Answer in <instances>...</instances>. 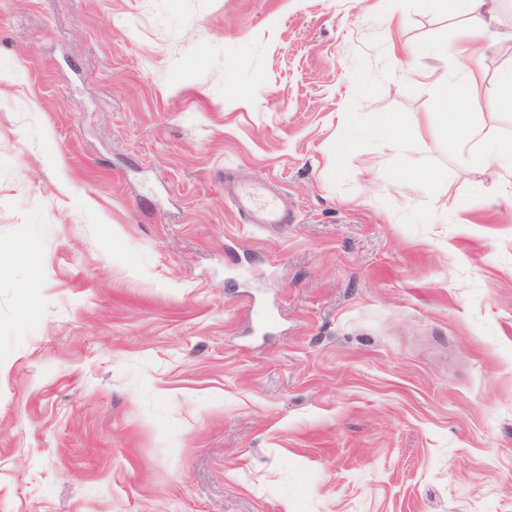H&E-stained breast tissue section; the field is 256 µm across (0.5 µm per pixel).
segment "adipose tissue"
Wrapping results in <instances>:
<instances>
[{"instance_id": "ef3b65f1", "label": "adipose tissue", "mask_w": 512, "mask_h": 512, "mask_svg": "<svg viewBox=\"0 0 512 512\" xmlns=\"http://www.w3.org/2000/svg\"><path fill=\"white\" fill-rule=\"evenodd\" d=\"M501 4L502 0H458V12L468 19L462 36L477 56L496 53L505 39L497 30ZM439 84L450 106V123L442 127V134L454 141L465 164L479 167L497 186L512 191V139L479 134L472 122V109L479 92L512 105V69L504 71L494 87L487 90L483 89L480 73L475 68L466 78L446 77Z\"/></svg>"}]
</instances>
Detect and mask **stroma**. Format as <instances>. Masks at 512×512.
<instances>
[{"mask_svg":"<svg viewBox=\"0 0 512 512\" xmlns=\"http://www.w3.org/2000/svg\"><path fill=\"white\" fill-rule=\"evenodd\" d=\"M375 2L0 0V512H512V194L429 77L512 52ZM399 123L392 120L371 131L372 136L381 141L384 148L397 155H404L408 150L406 139L399 132ZM225 197L233 210L246 224H258L273 228L286 222V215L278 195L265 184L242 186L232 185L224 190Z\"/></svg>","mask_w":512,"mask_h":512,"instance_id":"35a3bbf8","label":"stroma"}]
</instances>
